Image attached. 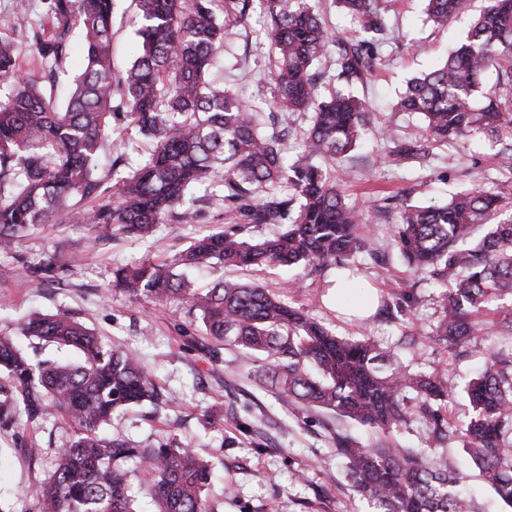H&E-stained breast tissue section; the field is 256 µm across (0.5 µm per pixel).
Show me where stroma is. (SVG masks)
Segmentation results:
<instances>
[{
    "mask_svg": "<svg viewBox=\"0 0 512 512\" xmlns=\"http://www.w3.org/2000/svg\"><path fill=\"white\" fill-rule=\"evenodd\" d=\"M13 4L14 0H0V37L10 38L15 45L23 75L42 78L45 63L35 50L34 35L49 28L51 19L43 0H28L30 23L15 27ZM135 15L133 0H117L112 28L115 70H123L134 55ZM390 22L397 26L399 37L388 46V61L376 71L365 95L377 122L411 133L419 118L394 112V104L408 79L443 60L451 42L466 34L471 18L459 17L440 30L428 21L423 0H398ZM266 29L258 0H252L245 17L227 27L211 77L270 114L274 111L269 85L273 51ZM387 148L376 130H368L363 144L339 165L354 173L342 187L345 200L373 216V240L387 262L388 276H377L373 260L365 254L355 261L357 279L339 295L330 289L336 276L332 268L250 267L236 270L235 275L304 308L337 335L367 336L380 345L398 347L410 367L449 368V382L457 388L449 415L461 424L470 412L462 388L480 361L441 341L410 346L409 333H427L436 325L440 288L411 271L394 245L392 232L405 205L445 202L485 174L495 187L512 192V174L500 170L486 149L474 142L437 150L435 156L399 169L383 164ZM150 149L148 138L122 115H114L95 179L104 186L113 185V170L130 171L146 159ZM225 221L226 209L209 186L196 189L190 203L176 209L145 239L102 225L75 224L67 214H58L52 226L23 237L15 254L0 253V332H16L19 319L32 311L67 312L154 366L171 406L157 409L145 403L118 410L105 430L143 446L161 441L192 446L213 465L206 493L223 502V512H370L367 502L349 487L329 442L342 421L320 410L289 413L247 352L206 336L184 309L138 302L112 287L113 269L145 258L171 260L188 238L221 229ZM47 263L58 266L56 278L35 280L34 269ZM370 288L378 295L375 312L354 318V308ZM71 434L69 423L53 411L25 428L22 440L0 434V512H38L37 501L27 490L51 475L56 452ZM385 439L396 447L436 448L463 472L480 512H507L477 478L456 443L436 445L413 419ZM25 440L39 444L42 454L37 460L27 458L21 446Z\"/></svg>",
    "mask_w": 512,
    "mask_h": 512,
    "instance_id": "35a3bbf8",
    "label": "stroma"
}]
</instances>
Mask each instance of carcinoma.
Listing matches in <instances>:
<instances>
[{
  "label": "carcinoma",
  "instance_id": "1",
  "mask_svg": "<svg viewBox=\"0 0 512 512\" xmlns=\"http://www.w3.org/2000/svg\"><path fill=\"white\" fill-rule=\"evenodd\" d=\"M437 27L471 11L472 0H425ZM467 33L445 61L407 82L395 111L419 115L415 142L388 133L387 163L402 167L439 147L477 139L494 147L512 134V0H484ZM359 27L346 38L327 33L306 0H261L276 51L270 85L282 112H308L304 151L288 162L285 130L265 129L261 112L208 75L224 40L211 0H135L139 53L117 75L112 69L114 0H48L52 30L36 50L55 81L77 24L85 66L64 104L19 73L10 42L0 40V252L24 233L69 209L73 221L115 225L141 239L163 224L191 190L219 180L234 214L224 230L194 238L166 263L145 261L112 272V287L138 301L174 303L202 331L255 355L279 400L292 410L318 408L382 433L416 419L438 441H455L480 478L512 509V197L471 186L439 205H407L395 233L408 264L445 286L435 329L423 335L469 351L492 332L497 349L464 387L471 413L461 425L444 417L453 391L446 371L406 365L395 349L339 337L304 310L259 283L221 277L199 288L189 271L224 267L295 266L324 269L376 250L365 233L369 217L345 201L328 171L356 149L370 122L367 101L354 93L370 81L389 43L386 0H336ZM152 141L148 157L91 212L69 201L103 194L93 178L114 115ZM288 184L289 193L277 187ZM250 224H278L269 237L246 239ZM22 335L81 353L78 363L36 360L0 333V432L40 421L53 409L73 425L53 474L34 489L40 512H137L122 462L145 465L154 512H218L205 495L209 461L170 443L142 447L102 428L120 408L162 402L153 370L68 313L34 312ZM413 403L408 412L407 403ZM354 493L373 512H476L462 478L435 452L366 446L348 431L331 436Z\"/></svg>",
  "mask_w": 512,
  "mask_h": 512
}]
</instances>
